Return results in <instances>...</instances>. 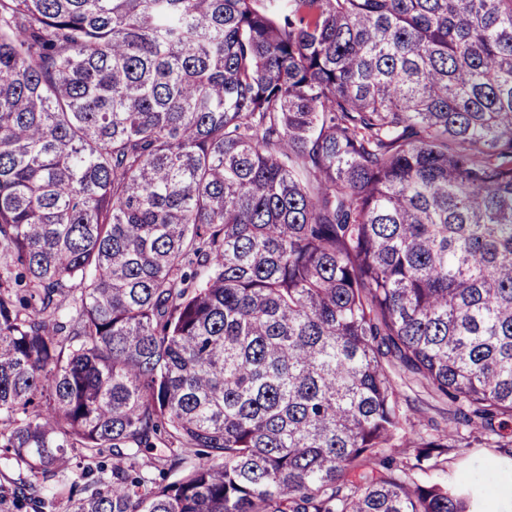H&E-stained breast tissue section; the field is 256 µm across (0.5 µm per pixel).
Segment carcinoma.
Listing matches in <instances>:
<instances>
[{
	"instance_id": "1",
	"label": "carcinoma",
	"mask_w": 512,
	"mask_h": 512,
	"mask_svg": "<svg viewBox=\"0 0 512 512\" xmlns=\"http://www.w3.org/2000/svg\"><path fill=\"white\" fill-rule=\"evenodd\" d=\"M509 420L512 0H0L17 512H488ZM505 438L500 439L501 444H508L507 448H499L496 443H486V441H472L470 448L459 450L457 448L448 450V454L443 456L447 458L444 461L446 473L441 471L432 474L433 478L448 479L453 482L459 475L464 472L478 469L488 462H493L501 468L509 471V478L506 482L501 483L494 495L492 503V512H512V456L506 451L512 450V424L503 430ZM507 484L508 502L502 503L504 499V486Z\"/></svg>"
}]
</instances>
